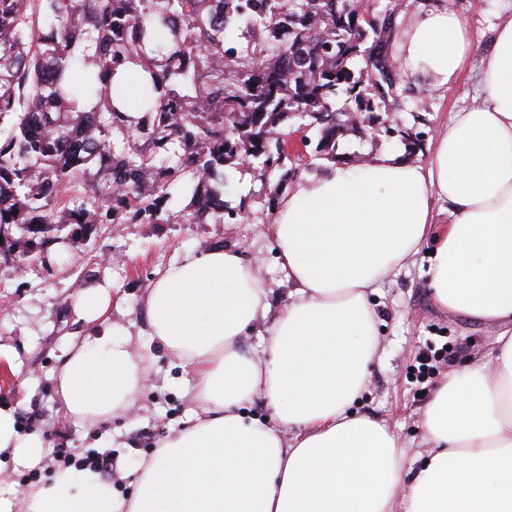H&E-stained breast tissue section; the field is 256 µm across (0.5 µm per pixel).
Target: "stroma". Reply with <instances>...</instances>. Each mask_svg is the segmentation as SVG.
I'll list each match as a JSON object with an SVG mask.
<instances>
[{"mask_svg": "<svg viewBox=\"0 0 512 512\" xmlns=\"http://www.w3.org/2000/svg\"><path fill=\"white\" fill-rule=\"evenodd\" d=\"M398 31L392 41L396 61H403L406 31L419 13L438 9L456 14L479 39V51L460 77L437 85L429 76L406 84L404 111L397 113L398 133L369 125L341 132L335 157L316 153V130L306 133L302 158L288 161L295 177L278 185L252 170L233 172L224 189L229 210L247 206L250 217L221 224H102L87 244L58 241L44 260L25 269L0 257V347L12 352L20 372L0 381V405L15 407L23 431L42 432L54 450L38 472L15 471L11 461L0 462V481L17 489L48 478L57 463L56 451L79 456L108 455L110 477L119 497L136 487V463L150 458L161 439L178 430L192 403L183 389L190 367L147 337V325L137 305L156 273L178 260L185 251L198 252L219 245L237 251L269 291L272 312L290 303L293 289L276 252L273 220L275 204L294 193L309 178L331 166H356L390 153L402 154L415 164H427L432 149L445 131L452 113L470 108L479 91L481 54L493 32L512 20V0H395ZM428 250L401 270L388 275L371 294L376 311L380 359L367 377L352 406L388 426L407 443L422 436L423 412L433 391L413 382L418 353L442 350L437 378L472 363L494 357L497 324L479 322L440 308L428 286ZM112 286V321L132 334V348L147 376V385L125 415L90 429L63 419L57 412L55 373L71 343L87 329L76 302L89 288Z\"/></svg>", "mask_w": 512, "mask_h": 512, "instance_id": "stroma-1", "label": "stroma"}]
</instances>
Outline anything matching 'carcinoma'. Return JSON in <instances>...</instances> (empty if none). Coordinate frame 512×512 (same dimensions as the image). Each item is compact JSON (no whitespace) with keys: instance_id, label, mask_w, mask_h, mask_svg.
<instances>
[{"instance_id":"obj_1","label":"carcinoma","mask_w":512,"mask_h":512,"mask_svg":"<svg viewBox=\"0 0 512 512\" xmlns=\"http://www.w3.org/2000/svg\"><path fill=\"white\" fill-rule=\"evenodd\" d=\"M357 0H0V256L100 224L224 214L226 169L288 181L281 124L319 131L403 109L389 67L396 7ZM138 100L122 91L126 71Z\"/></svg>"}]
</instances>
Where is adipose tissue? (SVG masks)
<instances>
[{
  "mask_svg": "<svg viewBox=\"0 0 512 512\" xmlns=\"http://www.w3.org/2000/svg\"><path fill=\"white\" fill-rule=\"evenodd\" d=\"M477 46L453 13H427L409 29L405 75L448 84ZM480 82L482 105L453 114L428 165L391 154L337 166L282 202L275 240L294 300L268 330L264 363L238 344L270 310L239 253L189 250L157 273L140 310L190 365L197 409L140 463L132 497L60 465L24 491L0 488V512H512V22L495 30ZM426 245L438 306L501 330L491 363L437 386L422 424L431 450L411 470L403 442L351 406L379 359L369 294ZM111 304L106 284L80 297L89 330L55 376L59 414L88 427L144 387ZM258 393L272 423L242 413ZM49 451L0 406V456L33 468Z\"/></svg>",
  "mask_w": 512,
  "mask_h": 512,
  "instance_id": "obj_1",
  "label": "adipose tissue"
}]
</instances>
